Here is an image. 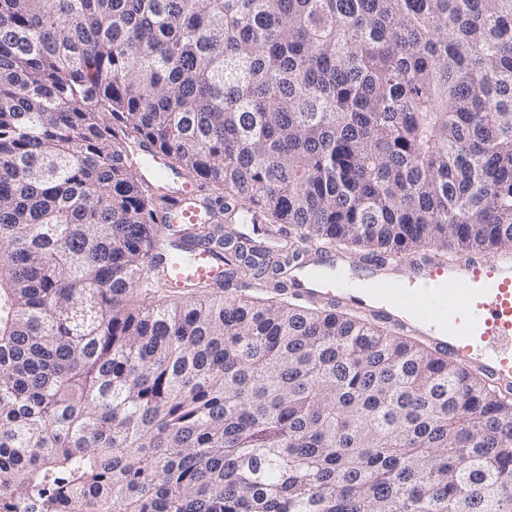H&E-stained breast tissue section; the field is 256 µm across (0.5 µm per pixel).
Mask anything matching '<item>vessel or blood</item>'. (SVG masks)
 Instances as JSON below:
<instances>
[{
	"label": "vessel or blood",
	"instance_id": "vessel-or-blood-1",
	"mask_svg": "<svg viewBox=\"0 0 512 512\" xmlns=\"http://www.w3.org/2000/svg\"><path fill=\"white\" fill-rule=\"evenodd\" d=\"M129 159L145 180L170 182L161 223H199L204 196L180 181L168 156L138 146ZM164 273L173 291L181 292L192 283L223 280L224 267L199 248L185 261H165ZM292 290L335 310L360 301L394 331L424 336L444 356L512 393V258L498 251L472 253L448 265L422 253L391 262L312 251L293 277Z\"/></svg>",
	"mask_w": 512,
	"mask_h": 512
}]
</instances>
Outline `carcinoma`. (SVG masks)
<instances>
[{"instance_id":"carcinoma-1","label":"carcinoma","mask_w":512,"mask_h":512,"mask_svg":"<svg viewBox=\"0 0 512 512\" xmlns=\"http://www.w3.org/2000/svg\"><path fill=\"white\" fill-rule=\"evenodd\" d=\"M174 235L224 283L131 303ZM489 247L512 0H0V512H512L511 398L289 292L312 249ZM129 161L140 168L145 180L154 182L162 178L172 183L170 191L166 193L171 201L165 205L158 221L160 224H199L201 207L206 197L195 185L180 181L175 165L168 156L155 147L146 149L136 146Z\"/></svg>"}]
</instances>
